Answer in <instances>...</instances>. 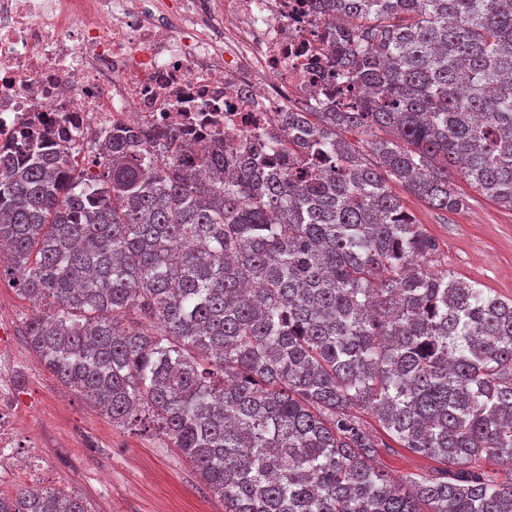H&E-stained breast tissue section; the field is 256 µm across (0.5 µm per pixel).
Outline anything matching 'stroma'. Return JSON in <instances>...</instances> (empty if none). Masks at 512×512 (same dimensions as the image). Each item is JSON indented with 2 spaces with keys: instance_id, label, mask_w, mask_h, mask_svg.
Masks as SVG:
<instances>
[{
  "instance_id": "stroma-1",
  "label": "stroma",
  "mask_w": 512,
  "mask_h": 512,
  "mask_svg": "<svg viewBox=\"0 0 512 512\" xmlns=\"http://www.w3.org/2000/svg\"><path fill=\"white\" fill-rule=\"evenodd\" d=\"M456 186L468 200L457 212L437 210L405 190H392L416 223L438 245L435 268L512 298V211L479 194L465 180ZM31 304L0 281V325L16 333L15 350L0 375L12 380L25 401L24 435L42 440L44 487L81 494L89 512H224L175 449L151 432L113 426L83 397L65 389L42 368L18 332ZM375 467L402 482L431 474L437 461L392 447L379 449ZM105 474L99 484L85 476Z\"/></svg>"
}]
</instances>
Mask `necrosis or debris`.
Instances as JSON below:
<instances>
[{"mask_svg":"<svg viewBox=\"0 0 512 512\" xmlns=\"http://www.w3.org/2000/svg\"><path fill=\"white\" fill-rule=\"evenodd\" d=\"M327 36L310 0H0V151L42 134L83 158L119 129L247 149L324 107ZM13 394L0 378V463L33 487Z\"/></svg>","mask_w":512,"mask_h":512,"instance_id":"4bbe7bcc","label":"necrosis or debris"}]
</instances>
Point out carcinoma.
I'll return each mask as SVG.
<instances>
[{"instance_id":"carcinoma-1","label":"carcinoma","mask_w":512,"mask_h":512,"mask_svg":"<svg viewBox=\"0 0 512 512\" xmlns=\"http://www.w3.org/2000/svg\"><path fill=\"white\" fill-rule=\"evenodd\" d=\"M336 109L200 162L112 133L91 160L0 153V259L39 364L144 413L224 512H512V298L431 270L396 182L512 210V0H317ZM363 137L368 152L340 135ZM443 464L403 485L387 444ZM0 512H89L24 487Z\"/></svg>"}]
</instances>
